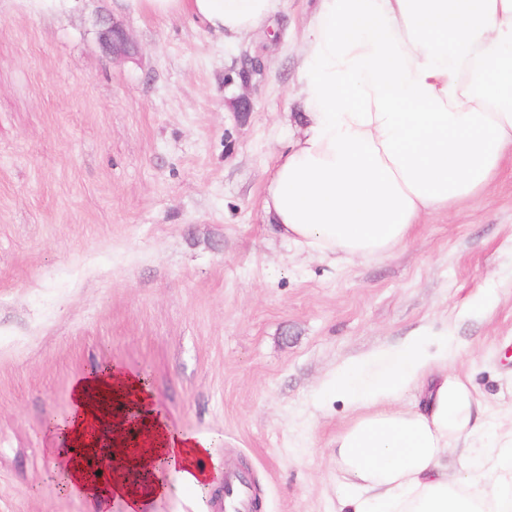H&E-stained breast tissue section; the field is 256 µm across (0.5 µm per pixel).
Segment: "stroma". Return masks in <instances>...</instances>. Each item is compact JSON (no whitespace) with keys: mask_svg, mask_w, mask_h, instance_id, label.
I'll return each mask as SVG.
<instances>
[{"mask_svg":"<svg viewBox=\"0 0 512 512\" xmlns=\"http://www.w3.org/2000/svg\"><path fill=\"white\" fill-rule=\"evenodd\" d=\"M314 9L287 0L228 44L121 0H0V512H90L51 483L69 450L46 424L109 365L148 377L174 432L212 439L206 467L250 471L256 512H335L350 412L316 393L418 328H449L448 372L489 430L512 420V153L381 258L298 252L264 218ZM114 22L131 58L103 44ZM247 54L264 73L244 89ZM163 482L144 512H218L222 486Z\"/></svg>","mask_w":512,"mask_h":512,"instance_id":"1","label":"stroma"}]
</instances>
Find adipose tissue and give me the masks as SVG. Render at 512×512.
<instances>
[{"mask_svg":"<svg viewBox=\"0 0 512 512\" xmlns=\"http://www.w3.org/2000/svg\"><path fill=\"white\" fill-rule=\"evenodd\" d=\"M133 15L185 17L220 41L273 23L286 0H124ZM294 97L303 130L276 156L263 212L297 250L340 261L388 255L423 214L480 195L512 149V0H317L304 34ZM131 393L144 412L140 381L110 370L73 389L69 440L112 443L96 399ZM419 401L399 408L405 393ZM321 399L344 401L352 416L336 435L345 474L342 512H512V430L483 464L486 483L448 451L470 431L475 396L448 373V342L420 329L401 344L336 370ZM213 443L151 422L138 484L117 475L88 482L79 457L65 464L69 488L96 512L113 497L141 512L163 485L154 462L170 458L181 487L221 478L199 468Z\"/></svg>","mask_w":512,"mask_h":512,"instance_id":"1","label":"adipose tissue"}]
</instances>
